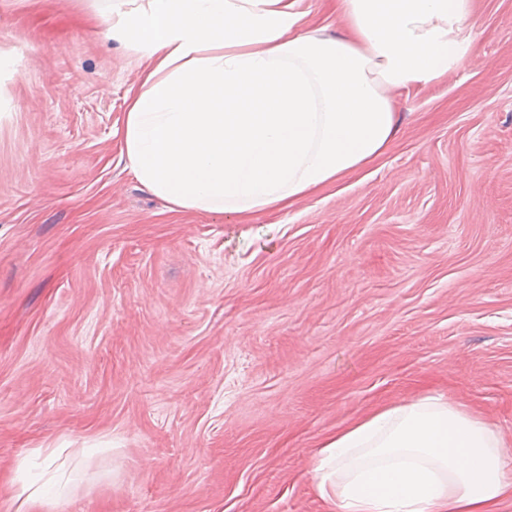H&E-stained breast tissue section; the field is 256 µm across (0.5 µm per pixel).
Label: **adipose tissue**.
I'll use <instances>...</instances> for the list:
<instances>
[{
  "instance_id": "1",
  "label": "adipose tissue",
  "mask_w": 512,
  "mask_h": 512,
  "mask_svg": "<svg viewBox=\"0 0 512 512\" xmlns=\"http://www.w3.org/2000/svg\"><path fill=\"white\" fill-rule=\"evenodd\" d=\"M297 3L111 0L105 38L147 61L128 92L123 153L171 210H284L336 184L396 138L395 93L447 78L480 34L471 0H333L341 35L307 25ZM44 454L48 482L19 472L16 512L70 495L62 449ZM315 489L328 512H500L512 444L420 396L328 435Z\"/></svg>"
}]
</instances>
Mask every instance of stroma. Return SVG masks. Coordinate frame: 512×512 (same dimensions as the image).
Segmentation results:
<instances>
[{
	"instance_id": "35a3bbf8",
	"label": "stroma",
	"mask_w": 512,
	"mask_h": 512,
	"mask_svg": "<svg viewBox=\"0 0 512 512\" xmlns=\"http://www.w3.org/2000/svg\"><path fill=\"white\" fill-rule=\"evenodd\" d=\"M105 0H0V476L52 512H325L323 439L423 394L512 437V0L391 147L289 209L172 211L122 157ZM65 450L66 448L39 449L40 454H45L41 464L42 477L49 475L46 483L55 489L54 497L51 500L46 497L44 485L39 484V479L29 477L24 470V464L21 463L19 465L17 468L18 477L12 489V503H18L17 512H45L43 510L47 506L67 501L70 495V480L66 476V460L56 465L57 461L62 458Z\"/></svg>"
}]
</instances>
